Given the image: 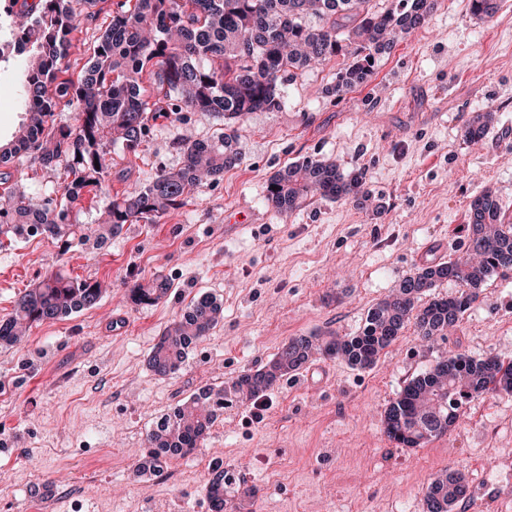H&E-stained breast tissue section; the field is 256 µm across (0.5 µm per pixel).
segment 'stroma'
I'll return each mask as SVG.
<instances>
[{"instance_id":"1","label":"stroma","mask_w":512,"mask_h":512,"mask_svg":"<svg viewBox=\"0 0 512 512\" xmlns=\"http://www.w3.org/2000/svg\"><path fill=\"white\" fill-rule=\"evenodd\" d=\"M425 25L376 59L366 83L337 99L347 53L286 82L280 109L240 121L243 162L219 184L155 224H127L103 249L38 235L0 248V318L47 271L93 280L90 310L32 326L0 345V512H210L213 463L232 477V512H425L435 475L462 472L470 512H512V397L484 395L448 433L399 448L384 433L389 402L449 354L512 360V270L491 276L449 339L427 344L414 326L369 370L320 355L255 402L225 405L199 448L158 472L145 467L155 421L210 385L264 366L293 336L358 332L398 280L467 243L471 200L492 191L512 219V11L489 17L470 0H432ZM23 74H0V138L23 119ZM494 107L480 142L461 135ZM200 112L158 120L138 154L116 152L111 195L181 167L176 141L207 140ZM365 174L373 208L313 197L290 214L266 202L270 177L303 157ZM40 195L63 175L31 158L8 165ZM244 222L227 226L226 215ZM167 278L171 295L134 304L129 290ZM208 293L224 315L169 378L147 366L151 348L192 298Z\"/></svg>"}]
</instances>
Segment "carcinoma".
<instances>
[{
    "label": "carcinoma",
    "mask_w": 512,
    "mask_h": 512,
    "mask_svg": "<svg viewBox=\"0 0 512 512\" xmlns=\"http://www.w3.org/2000/svg\"><path fill=\"white\" fill-rule=\"evenodd\" d=\"M98 2L11 0V7H0L12 19L9 36L0 37V70L20 67L25 82V118L11 140L0 141V164L27 155L65 173L58 198L29 196L9 178L0 180V237L11 242L38 234L69 245L79 228L71 218L73 205L87 193L95 198L107 193L112 147L135 155L150 122L173 121L182 112L208 113L223 122L221 131L207 141L177 143L182 166L163 170L148 186L111 200L105 224L87 228L80 241L100 249L126 224L158 221L240 164L236 121L249 112L281 108L285 78L302 76L351 47L352 61L337 73L334 86L342 97L364 84L374 66L371 59L417 29L431 8V0H398L383 11L374 9L372 0H123L100 29L77 78L61 80L65 61L78 48L72 33L93 15ZM309 16L318 18V26L306 24ZM62 104L75 112L73 123H55ZM497 120L494 108L478 112L462 136L480 139ZM363 185L361 171L346 174L334 161L306 158L270 178L266 200L291 213L319 193L347 198L366 210L371 195ZM468 226L466 253L473 260L433 263L403 277L368 310L356 335L293 337L264 367L218 388L205 386L162 417L148 435L149 466L160 471L191 453L224 414L227 400L259 397L300 370L315 351L371 369L409 323L423 338L455 327L477 300L480 286L506 267L505 256H512V224L505 222L491 194L472 200ZM444 282L459 289L445 297L433 295ZM170 290L161 278L135 286L129 297L135 304L154 306L167 300ZM101 296L96 282L50 273L0 320V344H14L24 326L91 309ZM221 313L212 296L194 299L153 347L151 370L162 377L175 374L188 349L209 333ZM488 393L512 395V361L450 356L413 378L389 402L385 434L403 448L423 447L443 436L472 400ZM214 471L210 510L224 512V468L218 464ZM464 495L463 477L445 471L430 484L427 512H453Z\"/></svg>",
    "instance_id": "1"
}]
</instances>
